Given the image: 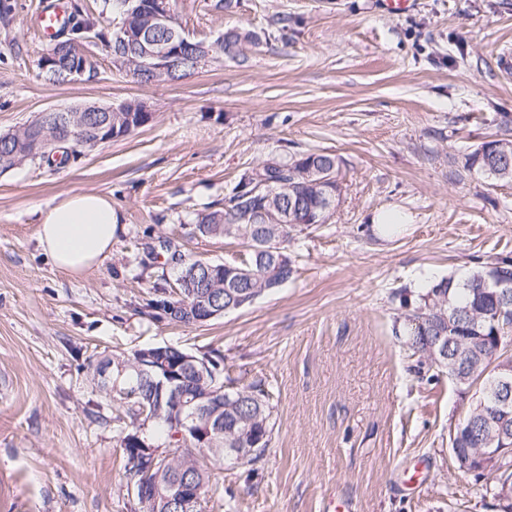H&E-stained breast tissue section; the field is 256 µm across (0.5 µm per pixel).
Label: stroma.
<instances>
[{
    "label": "stroma",
    "instance_id": "1",
    "mask_svg": "<svg viewBox=\"0 0 512 512\" xmlns=\"http://www.w3.org/2000/svg\"><path fill=\"white\" fill-rule=\"evenodd\" d=\"M0 23V133L41 112L142 102L150 123L78 148L56 167L0 173V512H142L113 428L118 407L92 380L101 353L172 345L224 356L235 385L273 395L272 442L255 468H212L204 512H491L459 470L452 427L471 395L416 369L394 333L405 310L444 277L512 258V184L469 170L480 143L512 136V0H177L190 38L260 34L246 62L219 58L176 81L140 83L103 42L82 51L92 78L39 72L42 0H11ZM330 152L341 193L326 223L295 233V274L277 291L206 324L142 314L164 287L149 245L237 261L231 238L196 234L241 175L272 158ZM67 192L108 196L119 217L94 269L59 271L37 227ZM407 223L380 237L372 220Z\"/></svg>",
    "mask_w": 512,
    "mask_h": 512
}]
</instances>
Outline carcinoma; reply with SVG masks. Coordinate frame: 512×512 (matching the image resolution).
Instances as JSON below:
<instances>
[{
    "label": "carcinoma",
    "mask_w": 512,
    "mask_h": 512,
    "mask_svg": "<svg viewBox=\"0 0 512 512\" xmlns=\"http://www.w3.org/2000/svg\"><path fill=\"white\" fill-rule=\"evenodd\" d=\"M120 5L118 25L133 35L155 38L180 39L185 35L177 18H172L169 31L157 32L149 14L129 12L126 0ZM73 37L88 34L99 24L94 12L83 4L71 3L66 19ZM254 32L229 30L216 45L190 40L181 57L173 61L171 69L153 76L137 75L136 68L127 65L125 71L141 83L174 80L191 72L200 60L210 53L231 59L245 57L246 46L259 44ZM110 52L133 60L140 43L128 37L110 36ZM47 51L55 58L56 69L67 68L77 58L85 63V73L93 76L94 66L89 58L77 55L73 46L48 45ZM152 113L137 100H128L112 112V130L116 137L128 135L131 128L145 125ZM106 113L95 117L79 113L78 124L85 144L99 135L96 127L104 124ZM42 130L28 124L12 136L11 144L0 145V171H6L25 158ZM501 146L487 147L482 142L466 157V166L497 181L512 182V138L499 139ZM339 158L327 152L292 155L276 161L263 174L271 180L277 196L271 198L266 189H258L255 172L244 174L231 195L224 199V207L197 217L195 229L202 237H223L241 240L250 249L248 258L233 263L211 261L205 267L200 259L183 254L169 240L161 243V252L153 259L163 258L162 266L175 270L173 288L176 296L155 295L146 300L147 315L165 319L185 327L196 326L202 306L231 307L244 301L256 300L265 293L282 287L295 270L291 257L281 258L277 251H268L269 242L287 243L292 233L318 223L320 217H329L332 192L339 190L337 179ZM275 206L291 214L288 224L265 222V210ZM512 281V259L505 257L490 266H482L464 280L452 276L433 284L413 302L408 295H400V304L406 309L403 335L406 343L418 356L417 370L451 373L450 361L433 353L438 337H443L448 356L458 349V340L465 336H480L512 343V310L502 316L479 306L496 284ZM185 351L167 346H144L128 355H104L97 360L94 380L99 392L107 399L117 394L123 404L124 416L118 419L116 442L123 449L131 467L129 480L133 483H151L160 477L167 492L156 503L144 507L143 512H178L176 494L185 482L199 488L204 496L210 488L207 462L222 463L237 460L238 450H244L246 464H255L265 455L271 444L274 422L269 393L260 384H250L236 390L224 385V356L217 350L197 356L196 365L182 362ZM176 374V390L170 389L165 372L156 368L159 363ZM192 405L202 419H210L211 436L202 444L191 437L178 438L180 425L179 398ZM495 415L494 405L486 403L485 417L476 430L474 441L485 446L494 437V431L485 426L486 419ZM159 454L155 468L147 473L137 458L148 456V449Z\"/></svg>",
    "instance_id": "obj_1"
}]
</instances>
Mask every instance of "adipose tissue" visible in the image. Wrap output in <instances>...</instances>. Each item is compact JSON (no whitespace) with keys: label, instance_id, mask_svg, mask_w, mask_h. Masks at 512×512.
<instances>
[{"label":"adipose tissue","instance_id":"ef3b65f1","mask_svg":"<svg viewBox=\"0 0 512 512\" xmlns=\"http://www.w3.org/2000/svg\"><path fill=\"white\" fill-rule=\"evenodd\" d=\"M118 229L110 198L75 192L48 210L37 228V240L57 269L79 275L108 255Z\"/></svg>","mask_w":512,"mask_h":512}]
</instances>
